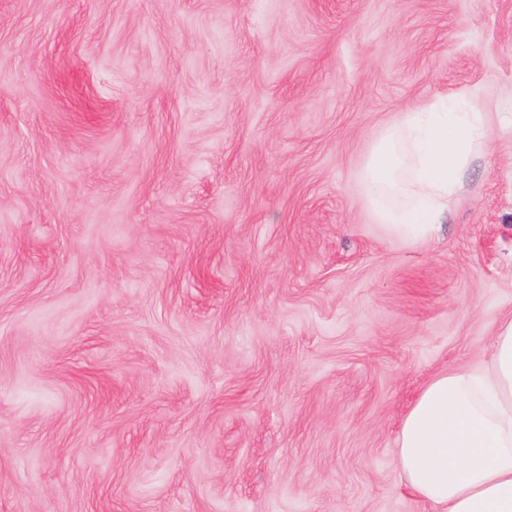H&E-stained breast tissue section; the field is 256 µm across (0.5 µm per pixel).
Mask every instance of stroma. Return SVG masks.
Masks as SVG:
<instances>
[{"instance_id": "obj_1", "label": "stroma", "mask_w": 512, "mask_h": 512, "mask_svg": "<svg viewBox=\"0 0 512 512\" xmlns=\"http://www.w3.org/2000/svg\"><path fill=\"white\" fill-rule=\"evenodd\" d=\"M478 90L426 243L372 144ZM512 317V0H0V512H434L394 453Z\"/></svg>"}]
</instances>
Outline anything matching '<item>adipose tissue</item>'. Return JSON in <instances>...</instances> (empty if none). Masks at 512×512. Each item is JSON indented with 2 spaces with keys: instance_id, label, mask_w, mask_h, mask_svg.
Wrapping results in <instances>:
<instances>
[{
  "instance_id": "adipose-tissue-1",
  "label": "adipose tissue",
  "mask_w": 512,
  "mask_h": 512,
  "mask_svg": "<svg viewBox=\"0 0 512 512\" xmlns=\"http://www.w3.org/2000/svg\"><path fill=\"white\" fill-rule=\"evenodd\" d=\"M395 453L435 512H512V319L487 363L440 373L421 390Z\"/></svg>"
}]
</instances>
